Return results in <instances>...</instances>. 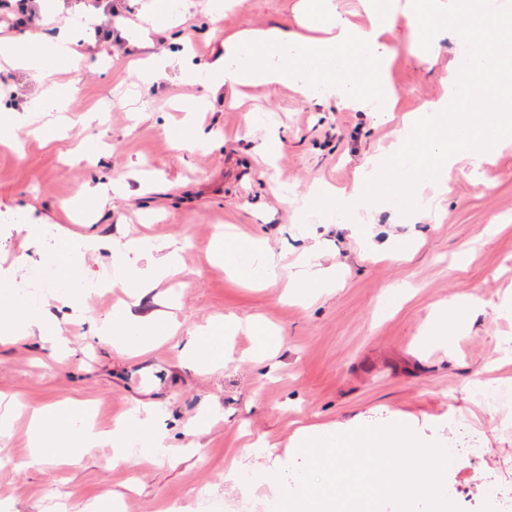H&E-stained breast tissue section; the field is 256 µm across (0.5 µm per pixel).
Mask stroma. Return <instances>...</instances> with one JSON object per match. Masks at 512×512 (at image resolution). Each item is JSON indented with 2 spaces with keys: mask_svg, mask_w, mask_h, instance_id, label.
<instances>
[{
  "mask_svg": "<svg viewBox=\"0 0 512 512\" xmlns=\"http://www.w3.org/2000/svg\"><path fill=\"white\" fill-rule=\"evenodd\" d=\"M296 4L243 0L215 18L208 0H196L191 18L148 37L156 51L187 42L207 60L227 32L297 29ZM32 8L22 29L70 27L82 59L54 74L69 87L56 103L29 70L0 68V123L14 127L13 142L0 143V283L17 288L47 263L60 283L111 276L110 251L62 243L90 231L172 244L179 261L139 300L118 287L79 290L68 303L44 297L38 308L58 328L62 350L36 330L0 343V394L20 404L11 435L0 438L1 505L85 512L108 498L112 512H276L272 490L244 491L224 473L303 465L301 427L345 434L402 424L447 449L469 431L481 452L445 470L448 499L483 512V494L512 486V315L501 309L512 299V143L495 151L478 179L455 168L446 184L424 187L431 211L423 218L371 212L365 237L320 225L301 209L316 187H350L366 155L394 151L403 116L446 93L455 43L441 42L436 64L421 66L419 36L399 23L389 70L397 107L379 121L305 101L285 86L252 88L237 108L221 88L202 105L200 87L179 63L160 83L141 84L143 50L84 27V16L96 13L93 0H33ZM38 104L53 123L43 138L28 136L24 124V108ZM248 112L258 126L245 124ZM269 123L282 145L266 157L259 146ZM198 128L204 139L193 137ZM97 182L122 190L86 199L87 185ZM253 241L279 257L275 278L257 270ZM314 242L315 264L340 265L338 278L307 298H289L288 275ZM218 247L237 256L243 273L225 271ZM463 295L475 305L467 326L447 343L430 341L435 312ZM125 304L141 316L165 313L168 335L145 347L95 337L93 322ZM230 318L281 333L282 345L271 349L280 364L273 377L258 360L257 336L225 335ZM199 331L222 337L223 367L198 372L186 364L179 347ZM70 400L94 402L102 430L153 415L167 433L165 452L133 447L122 463L102 444L73 459L33 457L29 411ZM199 486L206 499L196 497Z\"/></svg>",
  "mask_w": 512,
  "mask_h": 512,
  "instance_id": "stroma-1",
  "label": "stroma"
}]
</instances>
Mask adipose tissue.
<instances>
[{
    "label": "adipose tissue",
    "instance_id": "obj_1",
    "mask_svg": "<svg viewBox=\"0 0 512 512\" xmlns=\"http://www.w3.org/2000/svg\"><path fill=\"white\" fill-rule=\"evenodd\" d=\"M362 9L365 20L358 23L348 17L338 0H298L296 11L301 19H318L317 35L279 27L242 28L225 34L223 53L213 63H182L185 78L205 92L217 82L237 98L244 89L256 85H290L303 99L332 102L343 109L382 118L395 111L397 105L396 90L388 77L391 59L384 40L393 32L398 17H405L412 27L426 32L417 55L420 64L432 65L442 40L464 45V52L457 54L448 68L447 94L404 123L391 155L367 156L360 179L351 190L315 192L308 198L306 208L320 211L327 224H357L360 211L368 212L381 204L403 212L424 213L427 206L419 192L420 185L439 186L446 182L460 153H467L476 166L489 161L497 144L496 133H512V106L505 103L490 107L477 126L461 117L470 105L469 100L463 99L462 90L488 61L474 46L469 27L460 22L463 12L458 0H405L400 9L393 0H362ZM0 57L22 62L38 77L79 61L66 39H58L54 50L48 52L38 36L30 33L0 39ZM365 72L372 75L373 84L364 94L358 89V78ZM433 126L440 128L442 135L431 159L423 165L414 164L406 147L425 128ZM151 249V244L138 240L114 247L116 282L123 284L130 275H137L139 291L145 294L165 278L175 264V255L157 260L145 273L136 271L138 260ZM161 326L157 316L125 314L112 323L94 324L93 331L116 345L131 338L146 344ZM94 411L90 402L58 403L34 410L31 429L35 452L48 450L58 456H78L106 441L122 460L128 442L144 440L156 448L165 445L166 435L152 417L98 432L84 424L85 417ZM49 421L73 431V446L44 437L42 428Z\"/></svg>",
    "mask_w": 512,
    "mask_h": 512
}]
</instances>
